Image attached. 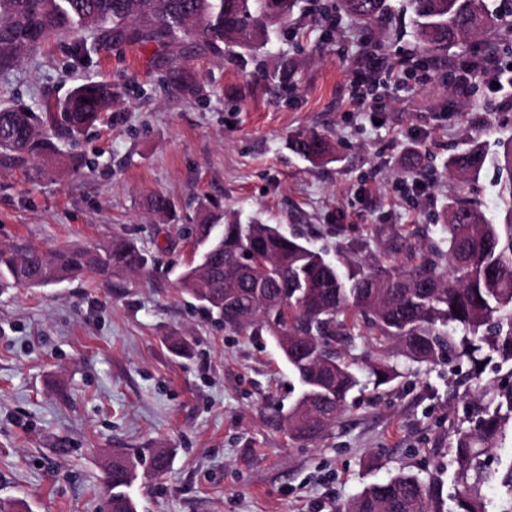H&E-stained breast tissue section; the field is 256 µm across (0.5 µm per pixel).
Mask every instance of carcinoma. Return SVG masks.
Segmentation results:
<instances>
[{
    "mask_svg": "<svg viewBox=\"0 0 512 512\" xmlns=\"http://www.w3.org/2000/svg\"><path fill=\"white\" fill-rule=\"evenodd\" d=\"M349 15L383 19L389 0H339ZM419 44L443 54L465 37L481 35L512 18V0L491 8L485 0H405ZM302 0H0V71L25 52L68 37L75 53H87L81 33L98 34L100 44L124 42L167 50L171 66L166 87L180 93L194 86L183 64L201 46L226 57H254L270 34L288 30ZM119 90L102 81L77 86L61 103L41 111L20 102L0 103V170L25 168L61 155V144L90 128L112 106ZM292 150L310 161L327 158L331 141L322 134H299ZM486 153L478 145L449 157L448 171L471 181L479 177ZM498 195L500 221L489 219L472 202L449 207L446 236L408 244L383 263L364 265L350 250L336 260L284 232L278 224L254 217L230 219L212 233L206 219L186 229L197 254L180 274L181 290L224 323V329L267 336L300 384L288 410L278 417L289 438L315 440L349 407L360 381L348 360L356 341L370 349L375 386L403 377L406 364L430 365L467 360L471 379L478 365L496 354L512 362V141L503 144ZM144 250L125 237L103 246L76 245L45 253L30 245L0 247V289L34 288L91 272L106 280L142 272ZM487 401L474 405L453 425L448 456L457 490L444 494L437 473L399 470L336 503V512H490L482 493L496 483L505 489L512 512V459L489 466L493 452L512 424V383L481 387ZM171 450L152 448L148 459L114 454L106 462L112 512H138L129 489L147 463L161 478Z\"/></svg>",
    "mask_w": 512,
    "mask_h": 512,
    "instance_id": "1",
    "label": "carcinoma"
}]
</instances>
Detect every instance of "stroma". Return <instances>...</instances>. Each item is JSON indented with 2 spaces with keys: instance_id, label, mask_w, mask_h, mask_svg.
Masks as SVG:
<instances>
[{
  "instance_id": "35a3bbf8",
  "label": "stroma",
  "mask_w": 512,
  "mask_h": 512,
  "mask_svg": "<svg viewBox=\"0 0 512 512\" xmlns=\"http://www.w3.org/2000/svg\"><path fill=\"white\" fill-rule=\"evenodd\" d=\"M391 2L392 15L371 24L338 7L321 18L296 13L294 33L241 62L197 51L190 95L167 91L170 62L151 45L110 43L81 58L66 40L0 72V100L57 102L90 80L120 92L95 128L64 147L88 159L81 172L39 163L0 172V245L51 252L122 234L149 254L138 275L0 292V502L103 512L106 456L137 448L172 451L163 479L142 472L132 485L138 512H334L402 468L443 469L453 491L451 423L477 397L468 364L378 387L356 343L353 407L323 438L300 444L274 420L299 392L274 343L225 331L178 285L193 256L179 229L207 213L257 214L313 248L366 260L386 259L396 239L443 237L456 201L499 215L496 163L474 185L444 164L465 142L494 156L512 138V91L458 80L502 30L434 57L417 43L403 0ZM283 60L287 84L265 79ZM381 61L408 66L406 83L388 85ZM362 79L377 109L354 102ZM302 131L327 136L335 161L295 155L289 143ZM157 192L173 217L150 210ZM170 336L193 339L191 356L172 353Z\"/></svg>"
}]
</instances>
